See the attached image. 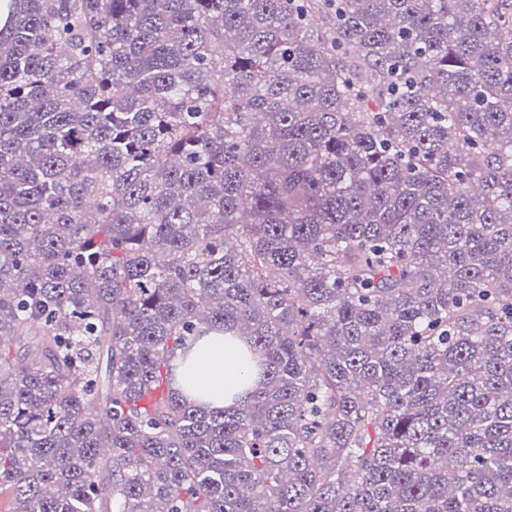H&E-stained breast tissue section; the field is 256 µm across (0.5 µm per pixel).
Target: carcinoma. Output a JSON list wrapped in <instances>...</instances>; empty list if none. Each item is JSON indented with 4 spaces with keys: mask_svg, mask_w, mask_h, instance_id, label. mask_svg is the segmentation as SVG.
<instances>
[{
    "mask_svg": "<svg viewBox=\"0 0 512 512\" xmlns=\"http://www.w3.org/2000/svg\"><path fill=\"white\" fill-rule=\"evenodd\" d=\"M7 9L0 512H512V0ZM246 373L238 352L226 345L224 336H206L196 343L193 381L211 406L223 407L228 391L242 393Z\"/></svg>",
    "mask_w": 512,
    "mask_h": 512,
    "instance_id": "obj_1",
    "label": "carcinoma"
}]
</instances>
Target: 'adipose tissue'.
<instances>
[{
    "label": "adipose tissue",
    "instance_id": "obj_1",
    "mask_svg": "<svg viewBox=\"0 0 512 512\" xmlns=\"http://www.w3.org/2000/svg\"><path fill=\"white\" fill-rule=\"evenodd\" d=\"M247 369L223 337L207 336L194 347L193 381L211 406H223L228 392L241 390Z\"/></svg>",
    "mask_w": 512,
    "mask_h": 512
}]
</instances>
